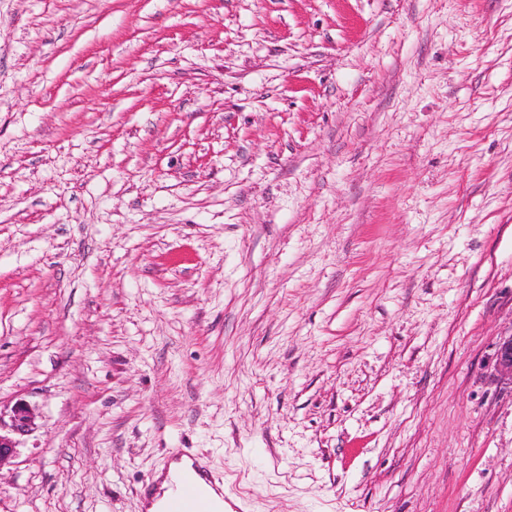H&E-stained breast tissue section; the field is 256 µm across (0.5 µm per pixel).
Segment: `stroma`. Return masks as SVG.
Masks as SVG:
<instances>
[{"label": "stroma", "mask_w": 512, "mask_h": 512, "mask_svg": "<svg viewBox=\"0 0 512 512\" xmlns=\"http://www.w3.org/2000/svg\"><path fill=\"white\" fill-rule=\"evenodd\" d=\"M512 0H0V512H512ZM496 371L501 379L512 385V334L501 337L496 354ZM8 418L5 422L0 413V466L14 456L20 438L32 432L36 425L34 410L23 400L12 406ZM177 459L187 458L192 461L191 471L188 476L182 477L174 486L173 493L165 501L162 512H215L212 503L205 496L197 477L206 484L215 485L212 473L203 466L198 457L185 450H177ZM207 486L216 508H224V500L219 491ZM186 468V465L182 462H173L165 473L160 472L156 476L155 479L160 481V488L164 491L160 497L158 494H155L153 497L148 499L147 504H145L148 512H154L158 510L162 503V499L171 491V483L173 477L177 474L187 473L188 471Z\"/></svg>", "instance_id": "stroma-1"}]
</instances>
